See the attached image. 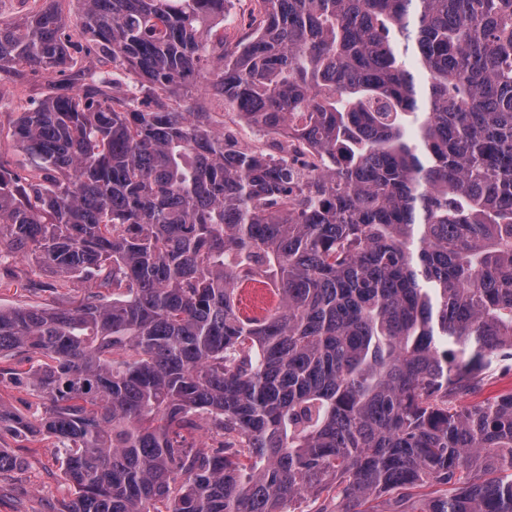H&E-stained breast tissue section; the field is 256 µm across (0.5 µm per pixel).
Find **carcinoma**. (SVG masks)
<instances>
[{
	"label": "carcinoma",
	"instance_id": "1",
	"mask_svg": "<svg viewBox=\"0 0 512 512\" xmlns=\"http://www.w3.org/2000/svg\"><path fill=\"white\" fill-rule=\"evenodd\" d=\"M79 33L134 76L19 113L31 173L0 164V262L79 301L0 307V441L53 438L55 512H512V0H83ZM65 22L0 23V72L62 74ZM209 86L305 171L180 112ZM279 305L243 320L235 294ZM97 288L112 291L102 302ZM217 448L196 444L201 433ZM447 487L420 499L415 489ZM265 142L267 149L272 153L286 157L289 162L305 171L311 170L319 162L315 156L308 153L297 141L288 146V149L285 145V138L280 136L266 135ZM257 294L268 295L266 288L261 283L249 282L242 286L241 296L245 299V304L242 309L244 317H260L264 308L254 304L253 299ZM489 373V380L483 386L481 392L472 396L469 400L482 401L512 389V360L508 363L503 361L493 362ZM0 396L13 408L27 415L40 413L43 410L37 397L25 387H17L6 381L2 382L0 383Z\"/></svg>",
	"mask_w": 512,
	"mask_h": 512
}]
</instances>
